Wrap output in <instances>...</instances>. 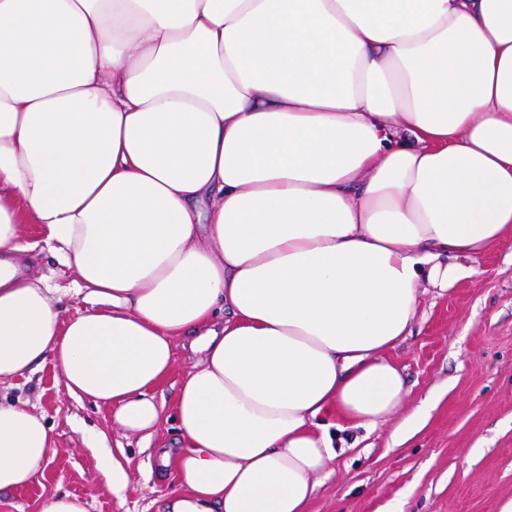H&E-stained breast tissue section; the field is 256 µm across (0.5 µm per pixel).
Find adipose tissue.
Here are the masks:
<instances>
[{"mask_svg":"<svg viewBox=\"0 0 512 512\" xmlns=\"http://www.w3.org/2000/svg\"><path fill=\"white\" fill-rule=\"evenodd\" d=\"M510 233L512 0H0V383L53 359L147 442L186 338L170 512H307L324 416L398 417L423 284ZM56 452L0 403V491ZM23 262L29 272L42 275L51 285L57 288H74L73 276L42 243L25 254ZM183 340H176V364L172 374L163 381L156 389V399L158 402H164L166 414H171V407L177 392L179 380L183 371L192 362L188 351L182 347Z\"/></svg>","mask_w":512,"mask_h":512,"instance_id":"adipose-tissue-1","label":"adipose tissue"}]
</instances>
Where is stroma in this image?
<instances>
[{
    "label": "stroma",
    "instance_id": "stroma-1",
    "mask_svg": "<svg viewBox=\"0 0 512 512\" xmlns=\"http://www.w3.org/2000/svg\"><path fill=\"white\" fill-rule=\"evenodd\" d=\"M33 251L29 272L60 288L64 318L82 311L72 275L46 247L39 225L23 227ZM477 275L453 289L427 288L411 336L391 351L406 379L404 415L418 423L410 435L397 420L349 429L329 473L320 475L308 512H500L512 500V235L481 255ZM0 401L41 413L58 452L43 477L0 492V512H40L55 493L84 497L88 512H164L179 483L157 451L177 448L173 421L151 442L124 437L112 411L69 396L53 360L0 384ZM122 448L129 479L113 494L101 469Z\"/></svg>",
    "mask_w": 512,
    "mask_h": 512
}]
</instances>
